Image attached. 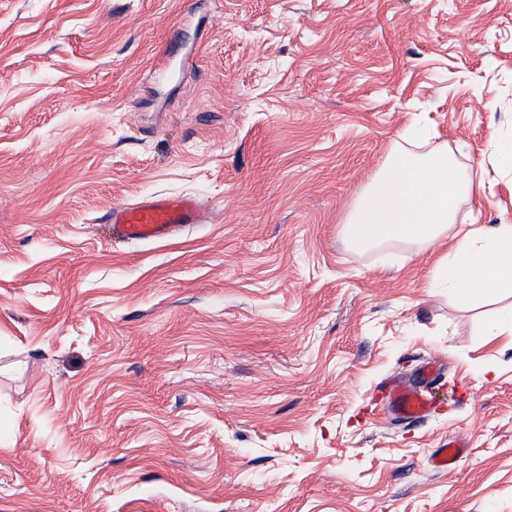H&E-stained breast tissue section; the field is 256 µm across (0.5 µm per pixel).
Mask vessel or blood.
I'll list each match as a JSON object with an SVG mask.
<instances>
[{"label": "vessel or blood", "mask_w": 512, "mask_h": 512, "mask_svg": "<svg viewBox=\"0 0 512 512\" xmlns=\"http://www.w3.org/2000/svg\"><path fill=\"white\" fill-rule=\"evenodd\" d=\"M204 221V210L195 197L144 200L113 210L111 231L114 236L123 240L151 243L167 239L177 231ZM439 373V367L429 362L421 371L424 386L419 387L397 378L390 379L385 390V409L402 420L427 418L433 400L426 386L434 382Z\"/></svg>", "instance_id": "vessel-or-blood-1"}]
</instances>
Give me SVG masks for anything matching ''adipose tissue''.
Listing matches in <instances>:
<instances>
[{
  "label": "adipose tissue",
  "instance_id": "obj_1",
  "mask_svg": "<svg viewBox=\"0 0 512 512\" xmlns=\"http://www.w3.org/2000/svg\"><path fill=\"white\" fill-rule=\"evenodd\" d=\"M475 192L447 148H431L423 136H402L349 212L344 237L355 249L403 242L427 250L445 237L453 246L436 274L464 299L512 296V224L455 231L459 204Z\"/></svg>",
  "mask_w": 512,
  "mask_h": 512
}]
</instances>
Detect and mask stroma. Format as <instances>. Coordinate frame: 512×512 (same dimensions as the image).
I'll use <instances>...</instances> for the list:
<instances>
[{"label": "stroma", "instance_id": "35a3bbf8", "mask_svg": "<svg viewBox=\"0 0 512 512\" xmlns=\"http://www.w3.org/2000/svg\"><path fill=\"white\" fill-rule=\"evenodd\" d=\"M416 123L512 224V0H0V512H512V299L341 232ZM111 231L117 238L151 243L169 238L177 231L204 224L205 213L192 196L144 200L132 206L112 210ZM433 406L426 387L392 378L385 390V409L401 420H422L429 416Z\"/></svg>", "mask_w": 512, "mask_h": 512}]
</instances>
